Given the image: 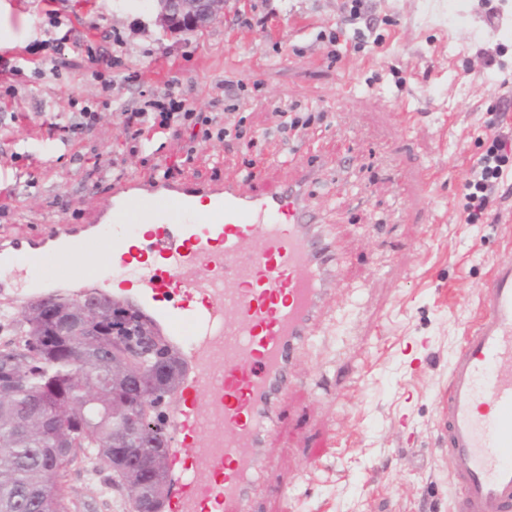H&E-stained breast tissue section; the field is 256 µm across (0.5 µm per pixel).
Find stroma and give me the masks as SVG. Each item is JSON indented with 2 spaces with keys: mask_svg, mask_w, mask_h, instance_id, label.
<instances>
[{
  "mask_svg": "<svg viewBox=\"0 0 512 512\" xmlns=\"http://www.w3.org/2000/svg\"><path fill=\"white\" fill-rule=\"evenodd\" d=\"M380 24L365 48L332 60L321 31L341 23V0H271L267 30L228 34L224 22L163 30L150 0H0V59L16 63L54 21L78 39L75 67L37 77L1 73L25 120L0 115V233L35 235L85 224L114 175L147 180L230 179L246 192L279 186L314 165L311 207L333 225L344 265L322 324L291 367L299 385L260 453L267 490L251 512H451L456 494L441 401L448 369L480 314V286L512 261V223L464 221L470 168L486 150L497 85L512 80V0H371ZM497 7L498 26L485 23ZM121 41L112 48L106 34ZM498 51L486 71L480 52ZM116 51L128 81L103 92L88 56ZM222 79L257 85L241 108L247 131L284 109L323 112L284 147L218 141L187 155V132L163 147L138 143L112 100L172 87L211 111ZM90 108L99 123L76 145L52 125ZM95 261H41L49 289L80 299L76 277ZM76 461L64 477L78 512H133L109 470Z\"/></svg>",
  "mask_w": 512,
  "mask_h": 512,
  "instance_id": "35a3bbf8",
  "label": "stroma"
}]
</instances>
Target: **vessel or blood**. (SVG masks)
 Listing matches in <instances>:
<instances>
[{
	"instance_id": "1",
	"label": "vessel or blood",
	"mask_w": 512,
	"mask_h": 512,
	"mask_svg": "<svg viewBox=\"0 0 512 512\" xmlns=\"http://www.w3.org/2000/svg\"><path fill=\"white\" fill-rule=\"evenodd\" d=\"M312 168L277 190L231 181L117 178L88 224L0 236V262L91 250L86 287L112 283L179 350L183 379L168 424L160 512H250L267 481L254 450L280 421L289 366L320 327L339 262L307 203ZM148 225L135 240L133 225ZM483 313L448 373V456L457 512H512V261L482 285Z\"/></svg>"
}]
</instances>
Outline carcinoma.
I'll return each instance as SVG.
<instances>
[{
    "label": "carcinoma",
    "mask_w": 512,
    "mask_h": 512,
    "mask_svg": "<svg viewBox=\"0 0 512 512\" xmlns=\"http://www.w3.org/2000/svg\"><path fill=\"white\" fill-rule=\"evenodd\" d=\"M90 304L103 317L106 334L120 340L142 360L139 387L119 385V399L134 402L138 388L155 395L161 405L182 381V370L167 346L140 316L126 315L124 307L101 294L82 300L56 296L28 306L27 338L0 348V512H38L43 498L52 500L55 512H71L62 478L78 454L107 468L124 480L129 464L117 460L112 439L127 433L129 422L112 416V394L100 399L95 385H112L110 359L88 350L72 356L71 346L80 334L83 305ZM76 417L51 433L41 423L43 413L64 404ZM153 428L136 442L139 448H164L167 436L160 415L149 417Z\"/></svg>",
    "instance_id": "cac0c4a2"
}]
</instances>
